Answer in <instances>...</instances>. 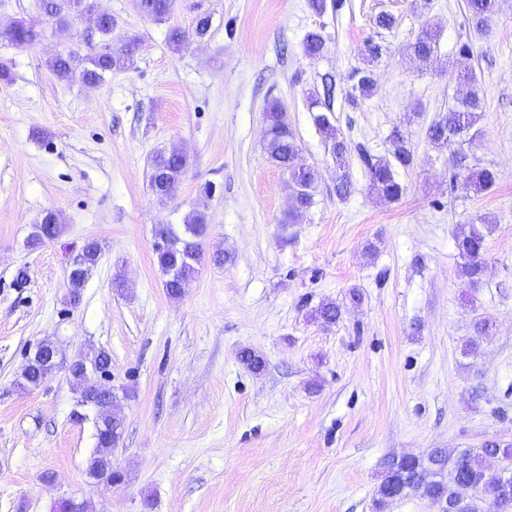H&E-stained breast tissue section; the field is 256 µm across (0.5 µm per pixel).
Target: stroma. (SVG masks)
<instances>
[{
    "mask_svg": "<svg viewBox=\"0 0 512 512\" xmlns=\"http://www.w3.org/2000/svg\"><path fill=\"white\" fill-rule=\"evenodd\" d=\"M341 2L319 15L308 0H173L158 23L139 0H95V14L61 28L39 0H0V29L27 19L42 32L28 47L0 38L9 73L0 80V512H55L68 497L87 512H372L388 456L512 442V0L481 33L465 0ZM382 11L398 21L392 32L374 27ZM99 12L114 18L113 40L139 37L134 66L93 90L58 80L48 67L57 52L101 48ZM202 15L208 36L171 50L169 29ZM427 26L439 47L426 64L406 46ZM312 30L327 39L316 60L303 52ZM371 39L385 47L372 64ZM369 65L378 89L351 109L346 77ZM464 69L483 109L477 136L458 149L499 175L481 193L451 187L447 150L426 138ZM327 74L331 121L353 143L384 156L393 126L411 138L400 199L377 194L355 154L352 192L337 197L308 101ZM270 96L320 171L315 204L296 224L286 221L288 176L264 148ZM174 144L188 166L161 201L150 160ZM195 208L207 218L206 253L231 259L202 263L175 300L154 229ZM49 212L58 237L28 248ZM479 221L491 231L473 287L457 240ZM91 240L100 260L73 306L67 272ZM324 301L342 308L329 329L311 317ZM482 316L493 332L464 355ZM44 341L69 360L110 354L108 371L88 381L117 395L124 432L112 464L122 484L107 489L86 473L95 427L75 416L66 368L20 387L29 351ZM245 348L263 356L264 371L241 364Z\"/></svg>",
    "mask_w": 512,
    "mask_h": 512,
    "instance_id": "35a3bbf8",
    "label": "stroma"
}]
</instances>
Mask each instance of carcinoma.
Masks as SVG:
<instances>
[{
	"instance_id": "cac0c4a2",
	"label": "carcinoma",
	"mask_w": 512,
	"mask_h": 512,
	"mask_svg": "<svg viewBox=\"0 0 512 512\" xmlns=\"http://www.w3.org/2000/svg\"><path fill=\"white\" fill-rule=\"evenodd\" d=\"M172 0H140V9L149 19L162 22L169 15ZM93 5L89 0H51L47 5L48 17L60 24L67 23L69 11H90ZM469 19L476 30H481L499 11V0H467ZM112 16L104 14L99 17L97 30L104 38L105 53L87 58V65L78 68L79 59L72 53H61L49 61V68L57 79L69 81L79 76L82 83L94 88L104 81L105 76L117 71H124L134 65V56L139 45V38L129 37L122 44L112 46ZM11 43L24 46L36 41L39 33L34 26L18 21L10 31L0 34ZM437 31L427 26L409 43L408 50L416 58L429 61L437 52ZM305 54L310 59L321 56L326 39L319 31H310L304 37ZM468 90L448 110L433 120L426 137L430 143L440 149L448 150V162L453 170L452 179L460 181L475 192L485 191L494 186L498 180L495 170L489 168H472L467 163V156L454 148L455 137L470 131L483 109L480 89L469 73L462 75ZM353 82L352 92L348 94V105L357 109L362 101L373 96L377 81L370 68L355 69L348 75ZM336 83L326 77L322 80L323 94L311 95V107L316 109L314 124L322 136L329 142L330 150L338 167H343L347 154L351 152V142L331 122ZM267 121V140L265 145L269 158L288 173V187L292 192L294 209L292 217H300L314 204L309 189L302 182L316 181L317 168L310 164L296 144L292 130L285 119V108L276 98H269L264 107ZM391 150L387 157L371 155L363 146H357V152L364 164L372 188L389 199H398L405 192L400 180V173L410 169L415 162L412 142L399 127L395 126L388 135ZM187 167V156L181 148L173 145L168 150L159 152L152 161L150 186L160 199L174 196ZM206 224V216L200 210H192L184 217L182 224H164L156 231L155 255L161 273L166 277L164 286L167 295L179 299L185 289L195 278L197 266L205 258L203 241L200 236ZM60 233L58 217L49 213L41 223L35 225L31 244L37 246L54 239ZM457 249L463 260V268L472 285L481 282L484 273L485 234L472 225L468 234L457 240ZM100 258V249L95 242L87 243L73 259L71 266L76 274L68 276L69 301H80L81 291L92 268ZM342 312L334 302H323L314 310L313 318L325 327L339 322ZM239 361L251 372L260 373L265 368L264 358L251 349L240 351ZM108 352L100 349L93 355L81 356L69 368L75 390L78 392L77 405L91 408L95 412L97 446L87 459L86 472L96 483L107 484L115 478H125L123 472L112 468V452L118 447L120 437L114 430L121 422L112 418V402L115 396L105 389L92 390L85 383L86 371L105 369L110 365ZM49 374L44 361L33 356L28 357L23 369L25 385L39 386ZM499 454L501 467L490 469L486 458L492 453ZM512 476V443L501 446L485 442L479 448H467L456 451L450 448H433L424 454H404L391 456L384 462L382 480L373 498V512H384L390 497L403 499L409 492L422 488L424 493L436 500L449 503L455 512H491L499 502L500 487L504 476Z\"/></svg>"
}]
</instances>
